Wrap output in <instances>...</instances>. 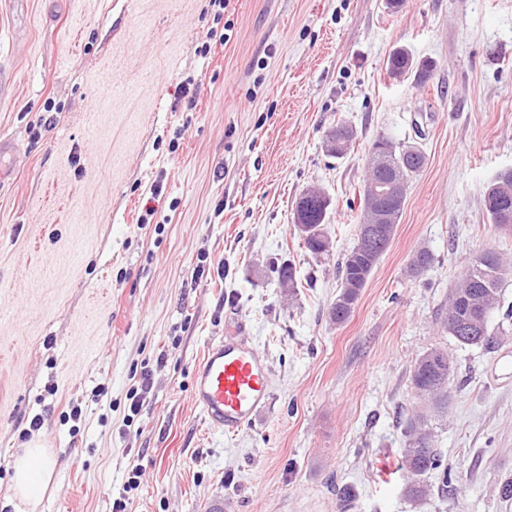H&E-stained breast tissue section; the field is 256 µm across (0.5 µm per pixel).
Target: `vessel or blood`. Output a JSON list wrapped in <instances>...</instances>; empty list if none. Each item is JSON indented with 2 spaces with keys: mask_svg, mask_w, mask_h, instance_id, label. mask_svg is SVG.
<instances>
[{
  "mask_svg": "<svg viewBox=\"0 0 512 512\" xmlns=\"http://www.w3.org/2000/svg\"><path fill=\"white\" fill-rule=\"evenodd\" d=\"M243 316L211 339L193 369L191 399L208 425L234 436L249 427L270 400V368L263 351L245 336Z\"/></svg>",
  "mask_w": 512,
  "mask_h": 512,
  "instance_id": "vessel-or-blood-1",
  "label": "vessel or blood"
}]
</instances>
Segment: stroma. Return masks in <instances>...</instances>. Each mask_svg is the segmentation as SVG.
Segmentation results:
<instances>
[{
  "label": "stroma",
  "instance_id": "1",
  "mask_svg": "<svg viewBox=\"0 0 512 512\" xmlns=\"http://www.w3.org/2000/svg\"><path fill=\"white\" fill-rule=\"evenodd\" d=\"M400 48L433 62L427 82L388 76ZM339 122L357 134L341 159L323 148ZM380 135L427 160L339 325L336 264ZM0 139V512L36 441L53 465L37 512L123 496L131 512H338L345 486L348 512H512V276L496 349L440 322L474 255H512L482 205L512 167V0H0ZM312 185L331 198L327 255L293 226ZM421 248L435 262L413 279ZM234 311L272 376L269 407L228 437L189 392ZM433 348L455 364L430 421L452 480L427 475L414 501L404 421Z\"/></svg>",
  "mask_w": 512,
  "mask_h": 512
}]
</instances>
